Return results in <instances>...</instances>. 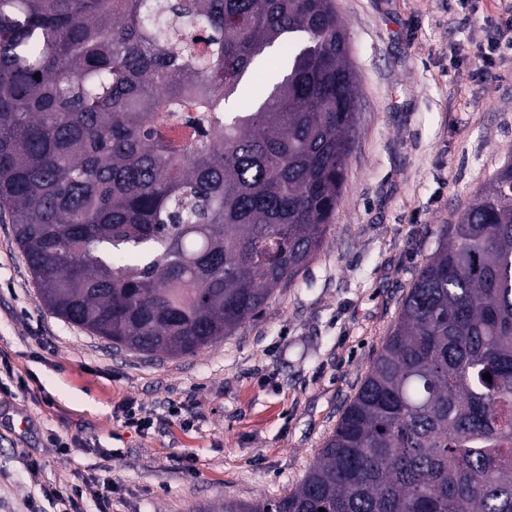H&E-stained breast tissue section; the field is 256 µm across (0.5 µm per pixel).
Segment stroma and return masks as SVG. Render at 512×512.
I'll use <instances>...</instances> for the list:
<instances>
[{
    "label": "stroma",
    "mask_w": 512,
    "mask_h": 512,
    "mask_svg": "<svg viewBox=\"0 0 512 512\" xmlns=\"http://www.w3.org/2000/svg\"><path fill=\"white\" fill-rule=\"evenodd\" d=\"M336 9L360 96L341 198L321 249L235 335L176 358L113 352L45 307L0 222V512H60L84 484L112 512H197L304 478L443 225L512 157V55L474 72L499 0ZM128 403L144 430L125 427Z\"/></svg>",
    "instance_id": "35a3bbf8"
}]
</instances>
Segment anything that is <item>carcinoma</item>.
<instances>
[{"instance_id":"cac0c4a2","label":"carcinoma","mask_w":512,"mask_h":512,"mask_svg":"<svg viewBox=\"0 0 512 512\" xmlns=\"http://www.w3.org/2000/svg\"><path fill=\"white\" fill-rule=\"evenodd\" d=\"M357 105L334 0H0V217L52 314L192 355L323 245ZM188 107L209 113L190 143L168 130ZM321 508L512 512L511 158L298 486L216 512Z\"/></svg>"}]
</instances>
